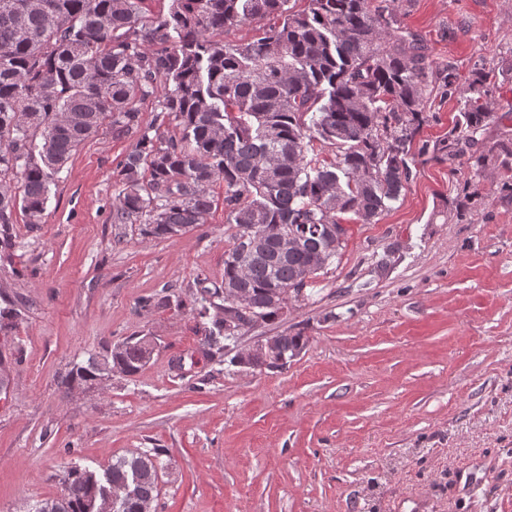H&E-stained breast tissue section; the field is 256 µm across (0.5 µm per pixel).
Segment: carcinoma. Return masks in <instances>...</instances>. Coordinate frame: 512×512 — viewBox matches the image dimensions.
I'll use <instances>...</instances> for the list:
<instances>
[{
	"instance_id": "obj_1",
	"label": "carcinoma",
	"mask_w": 512,
	"mask_h": 512,
	"mask_svg": "<svg viewBox=\"0 0 512 512\" xmlns=\"http://www.w3.org/2000/svg\"><path fill=\"white\" fill-rule=\"evenodd\" d=\"M145 2L0 0V237L18 211L26 223H41L55 177L106 120L138 134L119 163L113 223L171 238L206 222L210 187L223 181L225 223L235 229L224 279L201 273L189 289L204 355H224L256 317L281 319L271 295L294 283L312 253L326 247L321 271L339 258L348 231L327 244L326 225L370 224L399 200L433 83L461 105L440 150L451 161L468 157L469 196H479L477 179L497 160L500 193L512 197V138L484 143L494 94L512 82V64L477 68L458 84L401 25L397 0H310L303 11L288 0H169L157 20ZM253 23L260 27L251 39L224 41V29ZM151 98L179 133L141 125V105ZM271 227L298 238L288 257L276 255L272 241L251 247ZM231 289L252 296L233 333L224 329ZM272 340L268 369L286 366L307 344L300 332ZM153 355L133 336L90 355L62 385L90 384L107 369L132 377ZM159 457L154 448L119 456L101 474L74 464L60 495L29 512H87L104 482L131 475L134 496L115 512H139L159 496Z\"/></svg>"
}]
</instances>
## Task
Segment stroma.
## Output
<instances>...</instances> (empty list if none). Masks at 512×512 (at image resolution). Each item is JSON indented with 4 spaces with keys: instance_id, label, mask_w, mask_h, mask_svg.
Instances as JSON below:
<instances>
[{
    "instance_id": "obj_1",
    "label": "stroma",
    "mask_w": 512,
    "mask_h": 512,
    "mask_svg": "<svg viewBox=\"0 0 512 512\" xmlns=\"http://www.w3.org/2000/svg\"><path fill=\"white\" fill-rule=\"evenodd\" d=\"M434 67L512 63V0H399ZM457 98L433 90L416 145L447 139ZM137 140L83 142L41 223L0 243V512L56 497L74 463L161 449L157 512H512V201L496 176L465 200L467 164L410 156L378 221H348L309 301L241 339L309 342L281 369L205 358L188 309L141 308L224 276V185L206 224L170 239L112 221L118 164ZM391 255L393 265L376 264ZM136 334L158 352L136 376L63 389L90 354Z\"/></svg>"
}]
</instances>
